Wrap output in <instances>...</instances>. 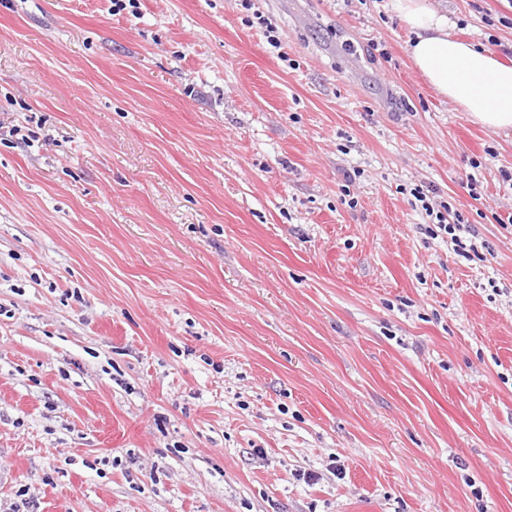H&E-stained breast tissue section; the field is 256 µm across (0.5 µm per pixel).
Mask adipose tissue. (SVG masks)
<instances>
[{
	"label": "adipose tissue",
	"mask_w": 512,
	"mask_h": 512,
	"mask_svg": "<svg viewBox=\"0 0 512 512\" xmlns=\"http://www.w3.org/2000/svg\"><path fill=\"white\" fill-rule=\"evenodd\" d=\"M393 8L414 32L408 53L426 81L474 123L512 131V65L492 50L454 37L447 15L430 0H393Z\"/></svg>",
	"instance_id": "ef3b65f1"
}]
</instances>
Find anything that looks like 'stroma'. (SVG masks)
I'll list each match as a JSON object with an SVG mask.
<instances>
[{"mask_svg":"<svg viewBox=\"0 0 512 512\" xmlns=\"http://www.w3.org/2000/svg\"><path fill=\"white\" fill-rule=\"evenodd\" d=\"M251 2L0 0V512H512V136ZM440 207L443 209V211L437 210L435 213V219L437 220L438 228L445 234L451 235L450 240L456 243V246H460V237L455 234L456 231L460 232L463 228L461 225L463 222L461 221L462 219L460 214L453 210L448 202H440Z\"/></svg>","mask_w":512,"mask_h":512,"instance_id":"35a3bbf8","label":"stroma"}]
</instances>
